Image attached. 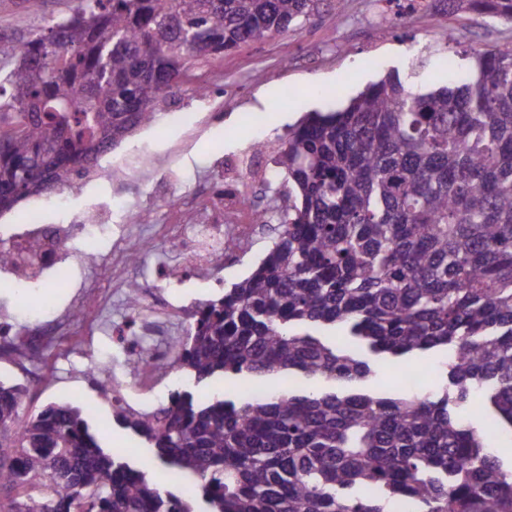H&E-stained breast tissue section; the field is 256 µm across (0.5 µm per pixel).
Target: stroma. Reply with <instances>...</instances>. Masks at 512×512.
Masks as SVG:
<instances>
[{"mask_svg": "<svg viewBox=\"0 0 512 512\" xmlns=\"http://www.w3.org/2000/svg\"><path fill=\"white\" fill-rule=\"evenodd\" d=\"M73 5V0H0V41H26L51 19L71 14ZM506 42H512L511 24L475 12H412L389 0H347L339 15L322 8L299 27L226 54L205 72L206 97L196 96L187 86L175 90L166 96L154 125L138 130L100 160L101 166L110 168L147 154L155 159L149 175L117 188L95 175L75 178L63 202L28 197L1 213L0 225L28 223L35 212L45 224H72L116 199L123 208L113 211V223H123L129 210L144 213L147 223L163 224V188L173 187L191 211L201 202L200 186L222 174L237 180L252 199L273 206L275 197L261 195L263 182L254 178V167L274 169L282 137L303 113L341 107L394 70L408 78L413 90L437 89L448 83L449 71L439 66L442 59H449L452 69L461 73L473 53ZM176 108L197 113L196 126L187 129L172 123ZM258 141L268 146L260 160L253 154ZM131 315L124 295H115L96 338L97 355L107 357L119 374L126 371L129 347L114 341L112 331ZM440 358L434 351L386 362L366 387L386 394L401 392L407 369ZM41 362L57 382L71 389L92 433L107 450L137 468L153 460L152 448L116 422L94 379L77 378L81 365L66 344L45 348Z\"/></svg>", "mask_w": 512, "mask_h": 512, "instance_id": "stroma-1", "label": "stroma"}]
</instances>
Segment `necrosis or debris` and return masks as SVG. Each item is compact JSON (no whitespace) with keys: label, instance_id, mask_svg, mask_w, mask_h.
<instances>
[{"label":"necrosis or debris","instance_id":"1","mask_svg":"<svg viewBox=\"0 0 512 512\" xmlns=\"http://www.w3.org/2000/svg\"><path fill=\"white\" fill-rule=\"evenodd\" d=\"M165 203L170 222L163 225L161 231L151 232L148 244L152 247L173 246L180 267L176 270L160 267L156 272L158 282L181 286L193 281L212 286L211 275L223 270L225 255L256 230L258 213L254 204L232 181L212 187L202 206L191 215L185 213L177 193H169ZM34 242L39 243L41 251L37 270L14 263L0 265V290L15 296L16 313L34 307L37 286L50 283L60 288L76 286L78 265L86 260L105 261L112 289L108 292L80 291L78 299L82 304L102 313L110 307L113 292L127 290L131 242L124 225L113 223L111 214L104 213L78 224H44L35 218L27 224H11L0 229V245L13 252H25ZM173 314L172 306L151 302L148 315L131 316L115 329L114 336L122 342L129 336L157 333L169 323ZM66 333V324L61 320L35 324L27 336L19 335L14 316L0 320V342L14 354L11 366L29 380H45L46 374L28 360L27 349L51 342ZM176 359L177 353L173 350L165 354H141L140 373L127 382L114 385L113 393L118 394L127 407L142 410L144 401L134 395V388L146 381L159 384L175 375Z\"/></svg>","mask_w":512,"mask_h":512}]
</instances>
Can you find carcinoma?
<instances>
[{"mask_svg": "<svg viewBox=\"0 0 512 512\" xmlns=\"http://www.w3.org/2000/svg\"><path fill=\"white\" fill-rule=\"evenodd\" d=\"M345 2L76 0L0 43V212L106 174L100 156L172 90L205 96L203 68ZM449 3L512 23V0ZM272 178L273 246L204 305L178 361L197 385L242 376L267 394L175 389L117 420L197 481L207 512H512V470L487 451L512 431V43L444 87L389 74L306 115ZM436 350L435 390L358 388L374 362ZM24 398L0 382V512H197L105 450L79 407L25 417Z\"/></svg>", "mask_w": 512, "mask_h": 512, "instance_id": "obj_1", "label": "carcinoma"}]
</instances>
